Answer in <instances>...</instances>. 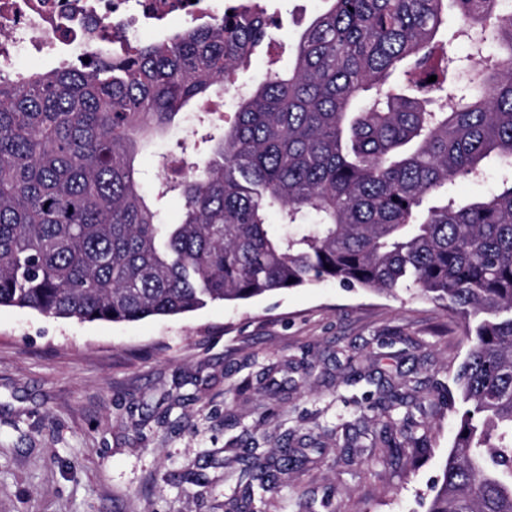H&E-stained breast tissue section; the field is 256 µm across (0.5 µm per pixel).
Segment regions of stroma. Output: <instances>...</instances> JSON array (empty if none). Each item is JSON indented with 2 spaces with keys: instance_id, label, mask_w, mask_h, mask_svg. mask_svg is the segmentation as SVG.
Here are the masks:
<instances>
[{
  "instance_id": "35a3bbf8",
  "label": "stroma",
  "mask_w": 512,
  "mask_h": 512,
  "mask_svg": "<svg viewBox=\"0 0 512 512\" xmlns=\"http://www.w3.org/2000/svg\"><path fill=\"white\" fill-rule=\"evenodd\" d=\"M268 49L241 80L287 69L324 0H258ZM200 126L180 119L138 157L165 223L183 198L162 193L166 157L208 152L235 101ZM467 345L457 317L401 291L322 282L126 323L80 322L0 307V512H224L243 448L310 451L245 512H421L456 434L433 389L454 391ZM419 398L403 454L374 447L404 409H375L376 377Z\"/></svg>"
}]
</instances>
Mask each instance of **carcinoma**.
Returning a JSON list of instances; mask_svg holds the SVG:
<instances>
[{
	"label": "carcinoma",
	"instance_id": "obj_1",
	"mask_svg": "<svg viewBox=\"0 0 512 512\" xmlns=\"http://www.w3.org/2000/svg\"><path fill=\"white\" fill-rule=\"evenodd\" d=\"M494 45L461 74L448 8ZM135 55L0 75V307L124 323L320 281L409 291L463 321L457 431L425 512H512V0H331L288 75L246 86L161 222L140 147L211 87L238 83L268 20L255 0ZM436 76L430 83L428 78ZM389 411L408 405L378 381ZM383 443L417 446L403 426ZM247 497L293 459L239 457ZM511 173L510 169L495 166L488 169L484 180L478 184H474L470 181L457 182L454 187V192L463 200H470L481 195H486L498 187L502 178L505 176L510 177Z\"/></svg>",
	"mask_w": 512,
	"mask_h": 512
}]
</instances>
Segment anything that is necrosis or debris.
Listing matches in <instances>:
<instances>
[{"mask_svg":"<svg viewBox=\"0 0 512 512\" xmlns=\"http://www.w3.org/2000/svg\"><path fill=\"white\" fill-rule=\"evenodd\" d=\"M222 0H0V72L19 60H82L134 48L143 26L223 16Z\"/></svg>","mask_w":512,"mask_h":512,"instance_id":"4bbe7bcc","label":"necrosis or debris"}]
</instances>
